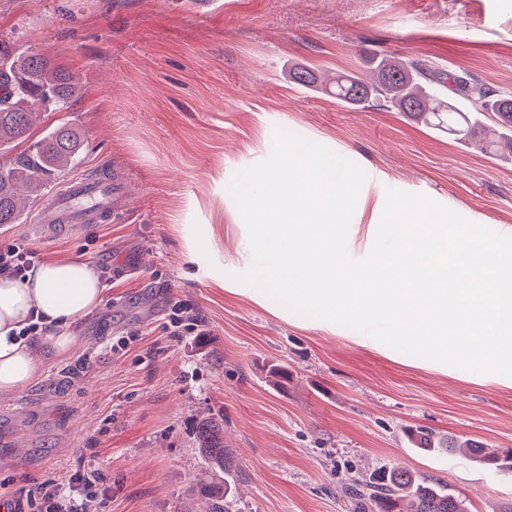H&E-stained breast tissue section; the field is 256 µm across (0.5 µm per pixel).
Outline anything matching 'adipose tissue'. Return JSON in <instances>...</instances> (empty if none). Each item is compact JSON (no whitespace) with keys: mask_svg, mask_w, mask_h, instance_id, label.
<instances>
[{"mask_svg":"<svg viewBox=\"0 0 512 512\" xmlns=\"http://www.w3.org/2000/svg\"><path fill=\"white\" fill-rule=\"evenodd\" d=\"M106 288L90 263L48 258L21 278L0 277V395L36 381L44 358L62 360L86 339L77 325L103 302ZM44 334L23 336L32 321Z\"/></svg>","mask_w":512,"mask_h":512,"instance_id":"ef3b65f1","label":"adipose tissue"}]
</instances>
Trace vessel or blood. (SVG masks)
I'll return each instance as SVG.
<instances>
[{
    "instance_id": "b4317fda",
    "label": "vessel or blood",
    "mask_w": 512,
    "mask_h": 512,
    "mask_svg": "<svg viewBox=\"0 0 512 512\" xmlns=\"http://www.w3.org/2000/svg\"><path fill=\"white\" fill-rule=\"evenodd\" d=\"M126 183L122 176L102 172L96 176L71 179L62 191L47 201L54 223L42 227V236L49 237L81 224H106L123 207Z\"/></svg>"
}]
</instances>
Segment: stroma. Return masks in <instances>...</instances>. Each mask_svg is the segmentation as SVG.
<instances>
[{"mask_svg": "<svg viewBox=\"0 0 512 512\" xmlns=\"http://www.w3.org/2000/svg\"><path fill=\"white\" fill-rule=\"evenodd\" d=\"M80 77L67 113H40L30 139L66 119L84 135L79 178L117 169L121 215L50 238L42 201L0 225V246L99 268L105 303L85 346L0 396V497L38 500L47 480L94 474L105 512H354L345 490L398 467L448 485L471 512L512 507V476L413 447L418 427L512 448V377L397 352L363 333L297 316L234 281L245 224L227 186L288 128L359 164L347 247L365 257L388 189L417 192L512 235V162L397 112L350 108L296 84L365 74V53L463 69L512 91V0H0V38ZM182 336L163 335L174 305ZM125 340L114 352L112 342ZM288 374L274 386L270 366ZM224 427L232 485L196 445Z\"/></svg>", "mask_w": 512, "mask_h": 512, "instance_id": "1", "label": "stroma"}]
</instances>
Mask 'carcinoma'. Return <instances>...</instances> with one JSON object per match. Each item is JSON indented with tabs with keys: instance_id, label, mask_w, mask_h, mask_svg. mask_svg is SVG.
Returning <instances> with one entry per match:
<instances>
[{
	"instance_id": "obj_1",
	"label": "carcinoma",
	"mask_w": 512,
	"mask_h": 512,
	"mask_svg": "<svg viewBox=\"0 0 512 512\" xmlns=\"http://www.w3.org/2000/svg\"><path fill=\"white\" fill-rule=\"evenodd\" d=\"M370 78L338 74L319 82L306 67L292 78L324 92L348 107L395 110L448 134L464 146L475 140L484 151L512 156V92L496 90L466 70L434 68L418 58L375 54ZM83 94L80 78L55 64L41 52L0 39V153L28 137L33 113L67 112ZM82 133L63 120L34 141L29 149L0 162V224H17L28 197H37L58 184L63 172L78 165ZM198 445L215 469L224 472V483L235 469V456L224 446L223 426L209 421L199 427ZM416 447L438 454H453L458 445L451 437H435L428 430L410 433ZM474 461L494 476L512 474V448H485L465 444ZM355 503L373 504L375 512H469L464 499L447 486L420 478L402 469H388L347 488Z\"/></svg>"
}]
</instances>
